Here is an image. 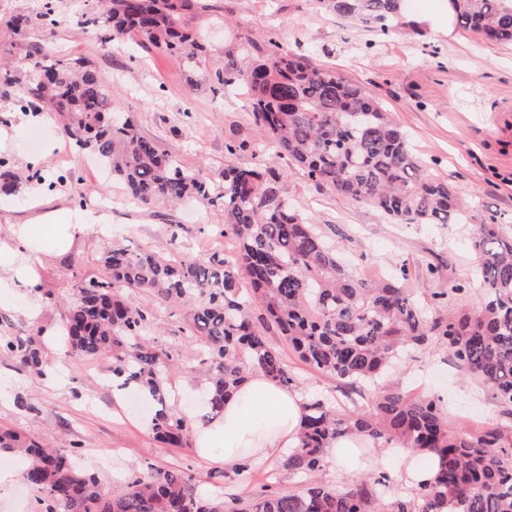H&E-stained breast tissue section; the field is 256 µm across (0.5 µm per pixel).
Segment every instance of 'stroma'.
Wrapping results in <instances>:
<instances>
[{
	"label": "stroma",
	"mask_w": 512,
	"mask_h": 512,
	"mask_svg": "<svg viewBox=\"0 0 512 512\" xmlns=\"http://www.w3.org/2000/svg\"><path fill=\"white\" fill-rule=\"evenodd\" d=\"M44 0H0V60L24 66L36 48L51 60L93 61L112 89V109L130 118L148 137L177 155L189 168L206 167L220 179L225 163L251 166L250 153L228 156V141L256 137L242 88H220L188 75L171 56L133 36L122 48L101 43L103 0H53L55 22L14 34L5 24L17 14L40 11ZM442 0H403L397 26L381 36L369 25L325 12L316 0H191L183 24L205 40L207 62L224 59L235 37L257 43L276 37L280 47L305 56L317 68L331 69L390 109L407 132L415 153L430 173L468 198L475 216L494 212L512 225V43H496L454 28L452 35L432 29ZM0 160L23 184L43 183L41 200L10 198L0 209V229L34 223L56 209L85 224L67 252L52 259L40 290L51 303L39 323L26 319L24 300L0 305V338L27 336L64 320L74 280L102 275V225L132 250L177 253L199 261L232 254L235 243L221 236L222 205H189L178 210L147 208L125 200L96 157L67 139L59 124L30 120L14 94L0 90ZM284 188L293 202L318 224L345 234L343 255L362 278L377 280L407 268L417 286L414 296L430 308V291L449 282H469L465 300L451 299L449 311L474 313L486 293L470 283L473 254L468 224H391L372 208L351 202L328 188H317L289 172ZM440 268L429 278L428 265ZM42 379L9 353L0 351V428L12 429L45 447L80 446V468L95 474L104 490L117 489L135 469L151 464L184 470L199 493L228 501L267 489H300L305 479L275 465L236 474L201 458L195 448H170L151 433L152 407L123 396L114 401L112 360L68 358L57 337L44 339ZM297 388L336 402L344 409L371 407L372 389L349 401L333 379L302 363L292 365ZM387 384L411 397H441L448 427L468 436L502 419L490 386L461 371L440 344L414 352L388 375ZM206 387L202 372L174 373L169 386L174 413L198 412ZM25 465L15 459L11 483L0 486V512H34L35 494L24 481Z\"/></svg>",
	"instance_id": "35a3bbf8"
}]
</instances>
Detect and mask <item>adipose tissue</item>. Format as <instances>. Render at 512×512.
<instances>
[{"instance_id": "obj_1", "label": "adipose tissue", "mask_w": 512, "mask_h": 512, "mask_svg": "<svg viewBox=\"0 0 512 512\" xmlns=\"http://www.w3.org/2000/svg\"><path fill=\"white\" fill-rule=\"evenodd\" d=\"M83 230V225L65 223L60 210L44 215L38 224L10 225L0 236V300L24 297L23 316L38 320L47 304L38 289L46 258L63 254L69 240ZM302 401L301 390L283 387L253 369L225 401L220 416L205 419L191 414L187 423L199 454L225 469L238 466L245 455L253 464H263L296 444ZM387 454L405 487L433 483L439 466L433 453L415 452L395 442Z\"/></svg>"}]
</instances>
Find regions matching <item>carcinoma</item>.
Returning <instances> with one entry per match:
<instances>
[{
  "label": "carcinoma",
  "mask_w": 512,
  "mask_h": 512,
  "mask_svg": "<svg viewBox=\"0 0 512 512\" xmlns=\"http://www.w3.org/2000/svg\"><path fill=\"white\" fill-rule=\"evenodd\" d=\"M402 0H318L325 9L360 19L380 35L392 30ZM455 20L491 41L512 40V0H451ZM189 0H109L103 39L110 44L135 32L177 59L193 75L204 46L184 31ZM54 21L52 3L33 16L14 19L19 34L32 24ZM248 62L232 51L210 74L219 87L241 83L251 117L263 139L226 144L228 155L273 149L288 166L317 186L375 209L404 224H461L470 215L458 192L427 172L406 135L379 103L331 70L315 68L277 42H246ZM0 88L14 91L23 108L43 107L65 117L64 132L94 153L143 204H179L187 199L224 203V230L237 243L234 259L213 255L205 262L133 251L119 243L104 248L105 276L80 279L66 315V355L112 356V373L156 406L151 428L172 447L190 445L183 417L167 403L171 376L180 368L176 350L155 345L154 309L128 305L122 288H136L157 303L190 308L182 343L202 345L198 364L209 385L204 416L224 409L248 369L290 387L287 357L336 379L351 391L374 385L373 409L339 413L328 401L301 404L296 445L277 461L291 474L312 481L300 491L271 490L262 497L240 495L208 502L191 477L178 469L149 467L118 491L104 492L97 478L79 468L77 451L54 452L17 432L0 429V452L26 456V484L38 492L35 512H376L391 491L381 476L357 477L329 487L316 476L336 439L357 432L375 446L400 441L429 450L440 469L429 486L397 497L387 512H512V439L501 424L469 438L448 428L438 401L411 398L378 382L392 359L438 341L472 376L492 385L503 414L512 417V228L490 214L475 225L471 248L487 293L476 314L442 312L448 296L465 284L430 293L433 314L419 308L406 267L389 280L368 282L344 266L326 230L313 224L285 192L286 171L272 166H224V190L214 191L204 168L190 169L143 135L129 119L112 112V95L98 68L85 59L51 62L36 50L26 71L0 66ZM23 185L0 164V193L19 195ZM40 333L0 344L19 363L41 371Z\"/></svg>",
  "instance_id": "cac0c4a2"
}]
</instances>
